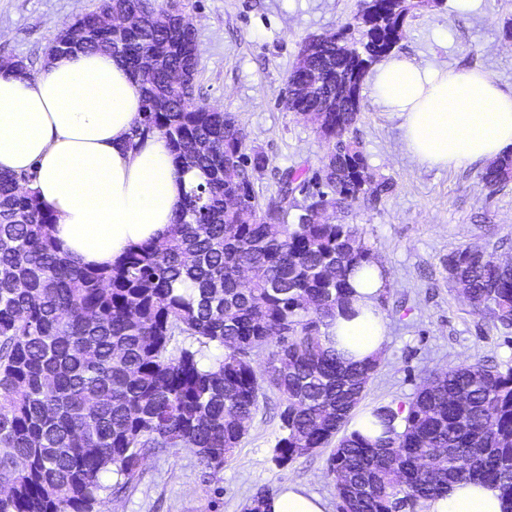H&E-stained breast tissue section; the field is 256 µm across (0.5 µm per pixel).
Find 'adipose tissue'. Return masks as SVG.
Listing matches in <instances>:
<instances>
[{
    "label": "adipose tissue",
    "mask_w": 512,
    "mask_h": 512,
    "mask_svg": "<svg viewBox=\"0 0 512 512\" xmlns=\"http://www.w3.org/2000/svg\"><path fill=\"white\" fill-rule=\"evenodd\" d=\"M376 100L401 120L403 142L420 164L448 167L495 159L512 147V91L486 73L422 67L403 57L381 64ZM142 84L112 54L77 52L38 70H0V172L31 174L29 187L56 216L63 256L82 266L115 264L132 246L165 238L193 174H179L157 134L131 143ZM346 312L326 330L349 362L381 357L385 323L381 264L355 270ZM268 512H326V503L288 484ZM499 489L456 483L424 512H503Z\"/></svg>",
    "instance_id": "adipose-tissue-1"
}]
</instances>
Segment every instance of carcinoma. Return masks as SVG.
<instances>
[{
  "instance_id": "obj_1",
  "label": "carcinoma",
  "mask_w": 512,
  "mask_h": 512,
  "mask_svg": "<svg viewBox=\"0 0 512 512\" xmlns=\"http://www.w3.org/2000/svg\"><path fill=\"white\" fill-rule=\"evenodd\" d=\"M440 0H358L350 22L321 35L288 76L286 106L311 114L328 145L313 172L289 167L262 204L235 118L196 93L197 38L169 0H98L59 31L46 57L110 52L144 88L131 138L158 133L181 173L170 237L130 248L114 265L59 255L54 213L22 178L0 173V512H95L104 477L130 483L145 457L191 446L213 471L243 438L265 390L283 402L271 461L328 457L343 512H423L457 482L500 489L512 512V366L477 360L428 376L408 407L372 415L385 437L345 432L379 361L347 363L325 329L348 304L349 275L372 262L357 224L330 223L393 187L352 136L367 73L397 47L406 18ZM127 24L106 27L101 16ZM512 182V153L481 175ZM299 210L288 223V209ZM448 284L496 328H512V266L457 248ZM177 336L189 344L172 347ZM266 353L263 368L253 356Z\"/></svg>"
}]
</instances>
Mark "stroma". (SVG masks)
<instances>
[{"label": "stroma", "instance_id": "obj_1", "mask_svg": "<svg viewBox=\"0 0 512 512\" xmlns=\"http://www.w3.org/2000/svg\"><path fill=\"white\" fill-rule=\"evenodd\" d=\"M97 0H0V59L42 64L56 33L94 9ZM357 0H182L197 34V90L206 102L233 114L248 147L267 159L256 190L269 198L281 171L317 169L327 144L307 117L288 110L286 88L302 42L339 32ZM512 0H479L455 9L451 0L407 18L396 55L431 68L482 70L512 90V41L503 28ZM401 120L364 84L355 137L370 168L394 188L377 208L353 202L348 220L359 225L377 262L386 265L389 291L379 307L388 342L361 406L409 405L424 377L476 360L512 365V335L473 313L448 284L443 260L469 246L512 259V183L490 193L478 161L448 168L421 165L407 151ZM281 400L269 391L238 448L220 471L204 466L194 449L147 456L137 477L101 496L100 512H245L259 488L293 483L320 495L338 512L327 474L329 449L287 467L270 461L281 436Z\"/></svg>", "mask_w": 512, "mask_h": 512}]
</instances>
